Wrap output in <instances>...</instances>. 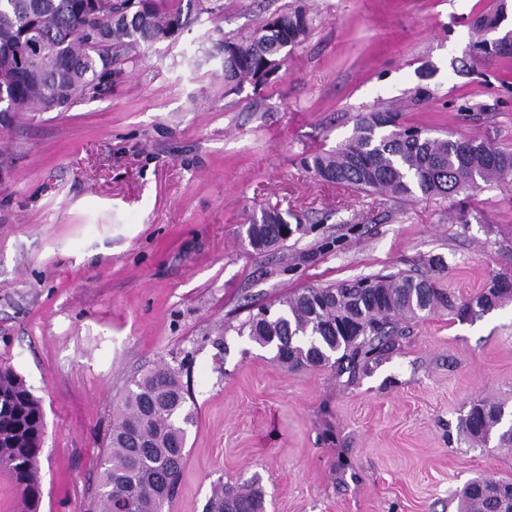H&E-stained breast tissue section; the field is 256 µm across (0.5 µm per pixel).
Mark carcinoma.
Masks as SVG:
<instances>
[{
	"mask_svg": "<svg viewBox=\"0 0 512 512\" xmlns=\"http://www.w3.org/2000/svg\"><path fill=\"white\" fill-rule=\"evenodd\" d=\"M125 11L117 21L92 18V0H0V56L24 54L40 42L55 51V67L30 71L15 67L0 73V97L14 112H52L95 95L112 82V64L120 53H138L174 39L203 13L169 8L160 0H118ZM507 0L477 15L473 27L488 32L507 19ZM311 25L297 8L280 12L244 42H224V80L253 78L280 58L284 45L302 42ZM399 114L375 109L359 116L353 136L333 150L316 154L308 168L323 181L360 192L381 191L395 198L421 193L452 198L483 185L512 183V150L477 139L431 137L415 127L389 121ZM260 238L282 244L278 225L287 223L276 207L256 219ZM512 300V278L499 275L491 285L456 308L465 319ZM448 306V295L432 277L398 272L309 287L279 300L268 315L252 317L238 330L273 359L290 368L332 367L348 362L369 367L372 356L391 342L405 319ZM190 393L178 373L162 365L131 381L112 419L109 439L98 460L95 498L99 512H112L124 499L129 512H166L182 476L187 426L194 412ZM506 405L475 398L462 423L465 439L487 444L497 438L512 448ZM44 411L23 378L0 365V469L11 477L25 512H38L41 501L39 455L44 440ZM459 512H512V480L477 477L459 495ZM208 512H264L262 496L250 489H213Z\"/></svg>",
	"mask_w": 512,
	"mask_h": 512,
	"instance_id": "cac0c4a2",
	"label": "carcinoma"
}]
</instances>
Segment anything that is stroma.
I'll use <instances>...</instances> for the list:
<instances>
[{
    "label": "stroma",
    "mask_w": 512,
    "mask_h": 512,
    "mask_svg": "<svg viewBox=\"0 0 512 512\" xmlns=\"http://www.w3.org/2000/svg\"><path fill=\"white\" fill-rule=\"evenodd\" d=\"M493 2L200 0L221 13L100 95L0 126V363L44 409L39 512H89L117 402L161 364L195 412L168 512H206L219 483L261 490L265 512H456L471 479L512 480V449L459 429L473 398L512 409V301L409 321L367 372L291 370L236 333L299 289L434 258L457 302L512 275V189L398 200L304 163L377 108L512 149V57H473L470 19ZM300 4L310 33L260 81L193 64ZM269 206L302 227L259 252L245 231Z\"/></svg>",
    "instance_id": "obj_1"
}]
</instances>
